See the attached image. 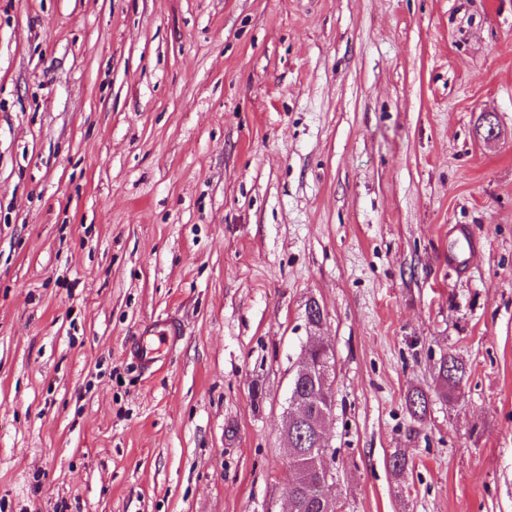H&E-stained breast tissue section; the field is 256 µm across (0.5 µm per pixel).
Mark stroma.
<instances>
[{"label": "stroma", "mask_w": 512, "mask_h": 512, "mask_svg": "<svg viewBox=\"0 0 512 512\" xmlns=\"http://www.w3.org/2000/svg\"><path fill=\"white\" fill-rule=\"evenodd\" d=\"M316 337L339 512H512V0H0V512H285ZM448 237L451 240V245L448 248V262L457 265L465 263V252L466 248L470 246L471 238L463 228L455 229L454 233L448 232ZM179 332L168 322L156 323L146 329L138 339L137 346L140 356L147 366L153 365L165 348H170L175 342ZM437 373L446 390H455L464 381L467 371L454 356L448 355L441 360Z\"/></svg>", "instance_id": "stroma-1"}]
</instances>
